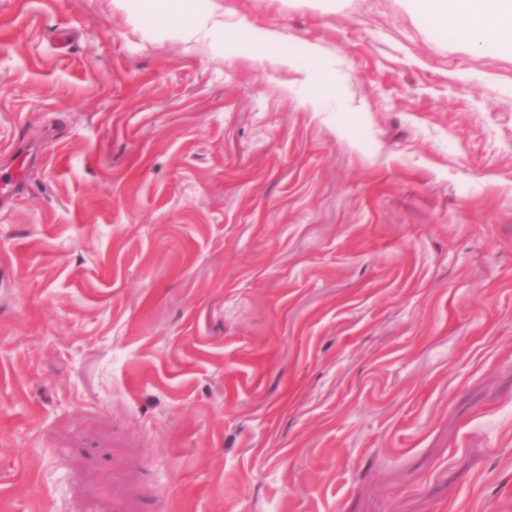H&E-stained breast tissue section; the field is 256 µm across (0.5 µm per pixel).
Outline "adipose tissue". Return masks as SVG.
Instances as JSON below:
<instances>
[{"label":"adipose tissue","mask_w":512,"mask_h":512,"mask_svg":"<svg viewBox=\"0 0 512 512\" xmlns=\"http://www.w3.org/2000/svg\"><path fill=\"white\" fill-rule=\"evenodd\" d=\"M433 26L474 52L512 45V0H401Z\"/></svg>","instance_id":"1"}]
</instances>
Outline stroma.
<instances>
[{
  "label": "stroma",
  "mask_w": 512,
  "mask_h": 512,
  "mask_svg": "<svg viewBox=\"0 0 512 512\" xmlns=\"http://www.w3.org/2000/svg\"><path fill=\"white\" fill-rule=\"evenodd\" d=\"M324 2L0 0V512H512V46Z\"/></svg>",
  "instance_id": "35a3bbf8"
}]
</instances>
